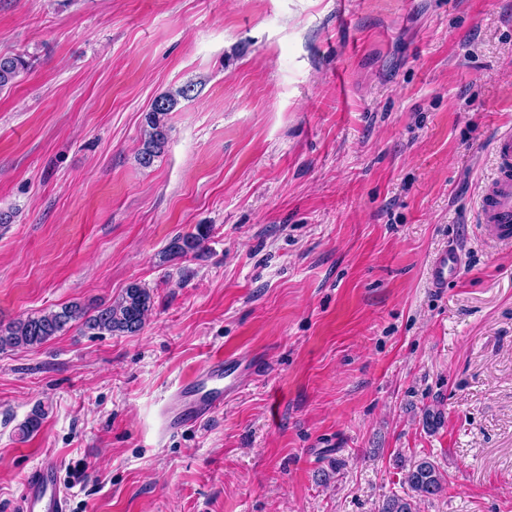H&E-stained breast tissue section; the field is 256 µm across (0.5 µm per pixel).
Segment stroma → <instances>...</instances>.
I'll return each mask as SVG.
<instances>
[{"instance_id": "obj_1", "label": "stroma", "mask_w": 512, "mask_h": 512, "mask_svg": "<svg viewBox=\"0 0 512 512\" xmlns=\"http://www.w3.org/2000/svg\"><path fill=\"white\" fill-rule=\"evenodd\" d=\"M0 54L29 63L0 90V324L153 297L135 334L0 350V512L45 461L69 512H376L422 456L446 484L417 512H512V244L476 213L512 0H0ZM226 352L240 393L164 432ZM197 95V83L188 82L153 101L150 110L144 116L141 146L136 155V161L141 167H151L164 153L170 132L169 115L179 101L193 100ZM206 234L199 228L198 233L178 235L174 237L167 247V253L172 256L187 255L198 250L204 242ZM461 265V255L457 249L449 247L438 255L434 262V283L437 288L448 284Z\"/></svg>"}]
</instances>
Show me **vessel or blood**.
Segmentation results:
<instances>
[{
	"label": "vessel or blood",
	"mask_w": 512,
	"mask_h": 512,
	"mask_svg": "<svg viewBox=\"0 0 512 512\" xmlns=\"http://www.w3.org/2000/svg\"><path fill=\"white\" fill-rule=\"evenodd\" d=\"M494 153L495 172L482 188L477 220L492 231L495 239L508 244L512 242V130L498 134ZM460 265L457 249L440 253L434 262L436 287L446 285ZM245 369L239 360L215 355L202 371L180 385V398L197 421H206L238 394L239 378ZM68 505L69 493L58 479L56 464H40L27 474L21 512H68Z\"/></svg>",
	"instance_id": "1"
}]
</instances>
